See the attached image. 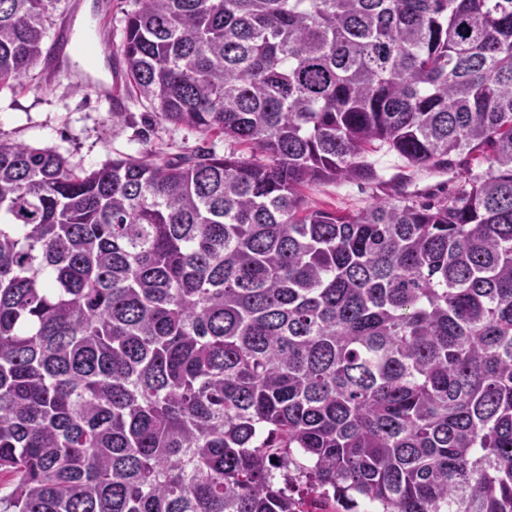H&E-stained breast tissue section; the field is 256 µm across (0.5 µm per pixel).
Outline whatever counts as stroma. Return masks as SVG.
Returning <instances> with one entry per match:
<instances>
[{"instance_id":"35a3bbf8","label":"stroma","mask_w":512,"mask_h":512,"mask_svg":"<svg viewBox=\"0 0 512 512\" xmlns=\"http://www.w3.org/2000/svg\"><path fill=\"white\" fill-rule=\"evenodd\" d=\"M81 2L78 15L72 19L67 15V0H61L48 31L53 34L65 24H72L74 42L91 41L111 56L112 84L123 101L126 121L112 122L110 103L91 89L65 79L47 80V65L41 60L21 85L0 89V137L54 148L73 167L88 172L120 155L150 156L160 152L167 158L178 159L201 147L219 156L229 151L231 145L223 137H205L170 124L145 132L143 117L151 106L129 91L119 52L122 18L133 9L134 0H110L111 11L104 17L97 12V0ZM373 161L382 181L313 183L303 190L308 206L352 214L387 197L385 184L402 174V164L395 156L382 153L375 154Z\"/></svg>"}]
</instances>
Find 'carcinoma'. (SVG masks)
Masks as SVG:
<instances>
[{"label":"carcinoma","mask_w":512,"mask_h":512,"mask_svg":"<svg viewBox=\"0 0 512 512\" xmlns=\"http://www.w3.org/2000/svg\"><path fill=\"white\" fill-rule=\"evenodd\" d=\"M59 2L0 0V86ZM134 3L155 121L251 155L0 138V512H512V0ZM381 151L468 178L307 207Z\"/></svg>","instance_id":"cac0c4a2"}]
</instances>
